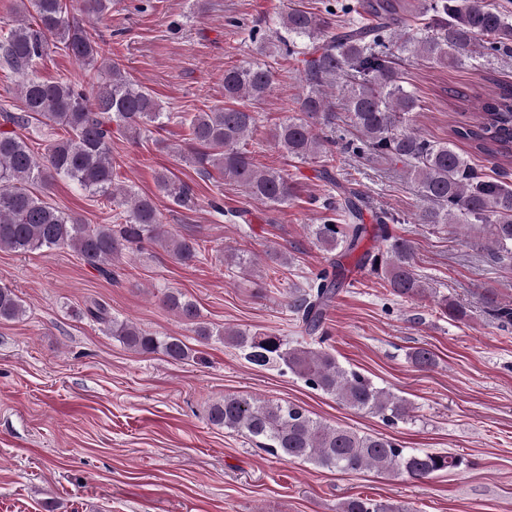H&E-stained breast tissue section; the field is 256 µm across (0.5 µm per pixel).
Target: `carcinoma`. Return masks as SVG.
<instances>
[{"mask_svg": "<svg viewBox=\"0 0 512 512\" xmlns=\"http://www.w3.org/2000/svg\"><path fill=\"white\" fill-rule=\"evenodd\" d=\"M112 11V0H83L82 13L102 21ZM411 11L404 0H347L327 11L343 18L329 19L298 8L282 13L273 37H257L259 50L283 49L302 57L300 115L291 116L272 130L275 145L298 161L332 160L339 152L356 158H376L403 164L416 181L424 205L416 213L419 224H456L475 231L473 241L491 257L512 264V184L478 172L454 144L429 140L412 125L419 99L404 86L399 54L409 51L439 64L454 66L485 49L512 46V15L488 0H436L428 16L432 35L417 38L407 31H391L392 22ZM15 17L0 37V65L18 75L23 103L20 113H0V250L35 252L44 248L73 250L87 266L110 276V266L152 244L175 260L196 261L200 245L162 223L154 202L114 182L112 136L136 142L148 126L164 124L163 111L151 92L134 82L119 64L104 57L103 48L83 20L71 15L67 0H17ZM59 43L69 55L105 76L92 83V92L70 81H43L32 73L49 46ZM273 73L262 62L224 70V99L229 104L196 112L189 119L188 155L204 177L218 171L241 186L252 198L282 206L295 195V185L280 172L262 171L244 141L258 128L257 113L245 100H260L269 91ZM341 94L352 137H336V94ZM470 120L456 125L451 135L467 142L478 154L500 166L512 165V86L495 83L493 89L465 87L452 91ZM46 119L65 130L45 153H34L15 128ZM335 192L315 200L321 223L308 225V234L329 257L327 264L289 303L310 342H292L285 336L263 333L249 336L237 329L215 331L199 321L197 305L182 293L167 291L161 305L192 325L199 341L219 336L240 349L252 365L277 364L301 378L315 391L336 398L359 412L378 416L392 427L410 419L406 399L375 386L362 372L343 366L326 349L324 328L328 309L346 280L340 259L353 254L367 233L360 223V196L336 184L328 168L321 171ZM66 177L84 191L117 204L121 211L112 224H85L31 191L56 177ZM159 190L172 203L192 211L198 206L193 188L167 172L156 176ZM348 220L337 223V217ZM392 214L376 217L375 237L381 246L358 257L356 267L369 269L387 283L400 301L423 296L428 288L416 273L411 242L394 233ZM484 311L503 326L512 325V303L493 290L480 294ZM441 313L451 320L470 317V309L443 296ZM86 314L124 345L141 353H161L173 361L194 357L177 336L149 333L111 315L95 301ZM26 309L5 285L0 286V321H21ZM422 371L435 365L433 352L419 347L409 353ZM208 420L215 426L241 431L267 453L303 461L341 473L377 469L423 482L438 472L462 465L453 453L402 447L396 440L327 425L292 402L226 395L214 402ZM336 512H409L403 506L369 497L340 501Z\"/></svg>", "mask_w": 512, "mask_h": 512, "instance_id": "carcinoma-1", "label": "carcinoma"}]
</instances>
